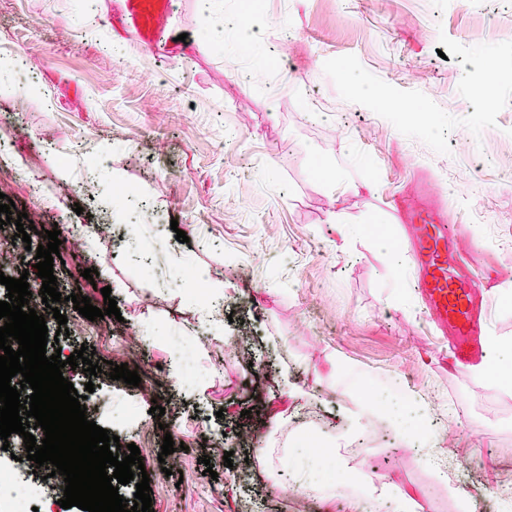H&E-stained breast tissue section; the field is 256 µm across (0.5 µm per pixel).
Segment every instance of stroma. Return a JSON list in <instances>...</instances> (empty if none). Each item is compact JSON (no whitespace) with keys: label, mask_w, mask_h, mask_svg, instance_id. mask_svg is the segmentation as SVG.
Returning a JSON list of instances; mask_svg holds the SVG:
<instances>
[{"label":"stroma","mask_w":512,"mask_h":512,"mask_svg":"<svg viewBox=\"0 0 512 512\" xmlns=\"http://www.w3.org/2000/svg\"><path fill=\"white\" fill-rule=\"evenodd\" d=\"M119 7L0 0V193L37 229L26 243L6 226L0 271L39 293L25 267L58 226V287L97 307L110 287L106 333L46 352L102 357L97 377L64 375L104 394L86 415L121 455L142 444L154 512H355L384 482L425 512H512L493 492L512 471V355L490 377L440 368L386 208L447 196L461 248L503 276L487 311L512 340V0H174L176 56L107 23ZM256 15L259 48L212 35ZM178 350L197 382L160 375ZM121 363L139 386L110 379ZM366 387L432 415L435 447L463 466L453 482L387 419L353 424ZM303 429L338 445L327 464L356 483L292 488ZM167 434L180 448L164 457Z\"/></svg>","instance_id":"1"}]
</instances>
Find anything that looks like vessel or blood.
<instances>
[{"instance_id": "vessel-or-blood-1", "label": "vessel or blood", "mask_w": 512, "mask_h": 512, "mask_svg": "<svg viewBox=\"0 0 512 512\" xmlns=\"http://www.w3.org/2000/svg\"><path fill=\"white\" fill-rule=\"evenodd\" d=\"M118 20L131 28L138 41L155 46L164 22L172 11V0H122ZM396 219L410 218L416 226L414 252L420 263L418 283L430 318L451 329L458 337L452 371L467 372L487 356L484 347L489 339L483 299L499 285L498 280L477 281L452 275L448 271V243L457 234L455 225L447 223L441 208L419 203L411 212H403L392 203Z\"/></svg>"}]
</instances>
